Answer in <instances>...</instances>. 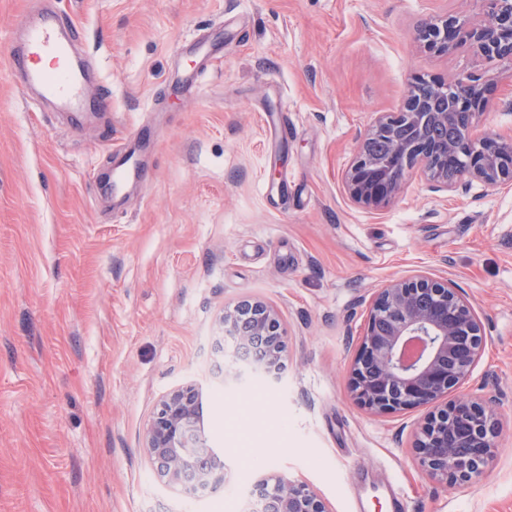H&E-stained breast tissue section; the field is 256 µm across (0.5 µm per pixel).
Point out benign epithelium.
<instances>
[{
    "label": "benign epithelium",
    "mask_w": 512,
    "mask_h": 512,
    "mask_svg": "<svg viewBox=\"0 0 512 512\" xmlns=\"http://www.w3.org/2000/svg\"><path fill=\"white\" fill-rule=\"evenodd\" d=\"M479 3L476 22L429 18L413 38L434 53L466 46L488 63L511 68L512 0ZM485 94L481 78L470 72L448 81L415 79L399 111L380 114L362 137L344 174L349 198L381 208L412 174L435 192L466 180L512 189V136L477 134ZM219 329L246 362L239 377L282 378L288 332L276 309L262 301L239 303L220 316ZM483 349V325L472 304L449 281L417 274L373 295L353 359L350 389L361 407L374 414L430 409L414 450L422 470L447 487L480 474L495 453L493 408L470 397L448 400ZM199 408V387L187 382L157 401L143 433L158 478L189 495L216 492L229 482ZM248 512L329 509L308 484L272 474L254 486Z\"/></svg>",
    "instance_id": "obj_1"
}]
</instances>
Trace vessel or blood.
Here are the masks:
<instances>
[{
    "instance_id": "obj_1",
    "label": "vessel or blood",
    "mask_w": 512,
    "mask_h": 512,
    "mask_svg": "<svg viewBox=\"0 0 512 512\" xmlns=\"http://www.w3.org/2000/svg\"><path fill=\"white\" fill-rule=\"evenodd\" d=\"M76 39L58 25L55 13H43L27 23L19 45L0 53V67L19 75L23 89H38L68 111H83L89 89L81 72L69 64ZM111 156L112 185L117 188L137 168V146L125 139L113 143Z\"/></svg>"
}]
</instances>
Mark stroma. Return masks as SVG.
Wrapping results in <instances>:
<instances>
[{
  "label": "stroma",
  "instance_id": "1",
  "mask_svg": "<svg viewBox=\"0 0 512 512\" xmlns=\"http://www.w3.org/2000/svg\"><path fill=\"white\" fill-rule=\"evenodd\" d=\"M48 2L80 35L93 117L0 70V512H245L272 473L330 512H512V190L412 178L372 209L343 189L360 135L418 76L480 74V129L512 134V69L413 40L475 0ZM131 136L144 170L119 204L99 184ZM421 272L481 318L458 391L498 408L496 455L450 488L414 459L427 408L378 416L349 390L373 292ZM244 300L287 325L277 386L223 379L216 319ZM189 381L229 478L198 497L142 449Z\"/></svg>",
  "mask_w": 512,
  "mask_h": 512
}]
</instances>
